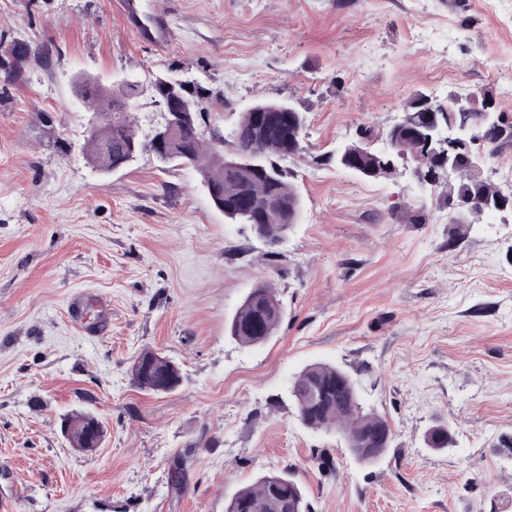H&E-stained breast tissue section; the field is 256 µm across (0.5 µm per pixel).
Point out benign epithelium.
I'll return each instance as SVG.
<instances>
[{"mask_svg":"<svg viewBox=\"0 0 512 512\" xmlns=\"http://www.w3.org/2000/svg\"><path fill=\"white\" fill-rule=\"evenodd\" d=\"M500 113L492 110L489 100L478 101L474 98L450 96L445 102H438L429 97L417 99L411 105V111L404 119L390 128L383 145L373 148L363 140L357 143L341 144L336 147V163L355 171L370 179H379L396 172L395 163L377 166L365 163L366 158L393 157L405 159L409 156L434 158L440 163V170L450 174L455 172L454 162L449 149L466 144L474 129L493 128L499 126ZM406 131L415 137L418 149L408 152L404 143L394 135V132ZM155 142L161 150H175L181 142L180 126L171 121L166 127L154 134ZM512 205L502 201V198L490 184H485L479 209L505 211ZM96 428H83L80 424L64 422L61 432L66 439L76 436L88 440Z\"/></svg>","mask_w":512,"mask_h":512,"instance_id":"1","label":"benign epithelium"}]
</instances>
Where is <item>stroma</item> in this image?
<instances>
[{"instance_id":"35a3bbf8","label":"stroma","mask_w":512,"mask_h":512,"mask_svg":"<svg viewBox=\"0 0 512 512\" xmlns=\"http://www.w3.org/2000/svg\"><path fill=\"white\" fill-rule=\"evenodd\" d=\"M113 0H0V500L13 512H225L241 487L294 472L312 512H512V213L448 223V179L408 162L367 179L336 163L370 128L381 146L418 94H491L512 117V0H158L164 51L138 42ZM103 85L162 76L205 92L220 154L255 103L305 117L282 160L300 199L269 246L217 210L194 165L141 152L124 170L85 158ZM270 283L284 316L243 346L229 319ZM82 296V318L70 301ZM108 302L110 324L90 328ZM183 380L131 382L143 350ZM326 362L348 371L393 442L375 464L304 427L288 387ZM94 414L99 448H72L63 416ZM452 447L424 437L436 422ZM425 442L429 448L437 450L452 447L454 444L453 430L448 424H435L429 428Z\"/></svg>"}]
</instances>
